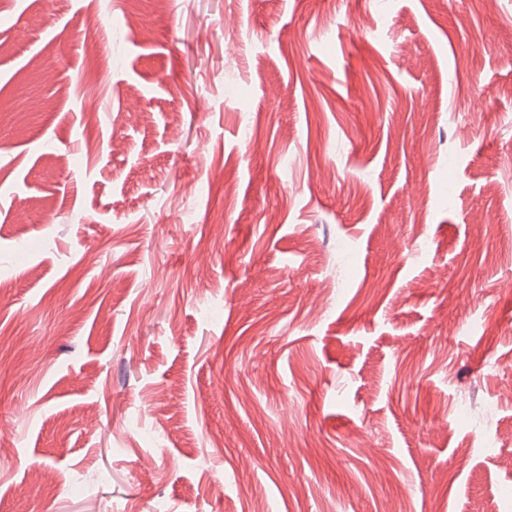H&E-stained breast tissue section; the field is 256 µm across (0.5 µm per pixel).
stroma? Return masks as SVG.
Segmentation results:
<instances>
[{
	"label": "stroma",
	"instance_id": "35a3bbf8",
	"mask_svg": "<svg viewBox=\"0 0 512 512\" xmlns=\"http://www.w3.org/2000/svg\"><path fill=\"white\" fill-rule=\"evenodd\" d=\"M511 383L512 0H0V512H512Z\"/></svg>",
	"mask_w": 512,
	"mask_h": 512
}]
</instances>
